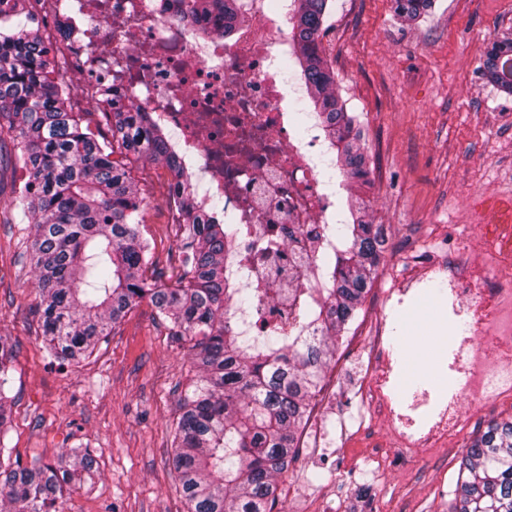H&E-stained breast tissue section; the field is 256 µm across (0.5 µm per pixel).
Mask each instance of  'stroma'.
Instances as JSON below:
<instances>
[{
  "mask_svg": "<svg viewBox=\"0 0 512 512\" xmlns=\"http://www.w3.org/2000/svg\"><path fill=\"white\" fill-rule=\"evenodd\" d=\"M512 37V0H435L408 22L391 0H334L321 51L336 91L363 130L369 174L351 187L384 225L385 257L324 379L333 399L313 405L300 448L280 479L278 512H450L466 446L512 403L467 410L460 434L432 454L390 448L368 401L363 369L389 297L410 274L408 251L446 249L484 233L475 198L512 191V95L483 78L495 40ZM145 199L141 231L155 245L162 283L179 273V242L164 202V163L134 169ZM30 224H0V336L15 350L14 398L5 437L12 461L50 462L74 448L97 457L91 488L68 495L65 512H186L171 465L188 349L148 303L133 308L106 343L77 364L50 361L35 312ZM431 289L413 322L397 321V354L412 380L438 369L448 341Z\"/></svg>",
  "mask_w": 512,
  "mask_h": 512,
  "instance_id": "obj_1",
  "label": "stroma"
}]
</instances>
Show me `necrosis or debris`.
<instances>
[{
  "mask_svg": "<svg viewBox=\"0 0 512 512\" xmlns=\"http://www.w3.org/2000/svg\"><path fill=\"white\" fill-rule=\"evenodd\" d=\"M297 0H247L245 19L187 12L183 0H33L32 12L59 56L85 54L93 71L169 134L179 160L220 199L234 248L230 287L256 289L290 330L291 289L316 287L312 271L324 227L342 223V184L325 180L328 156L319 119L298 127L302 87L282 60ZM230 28L217 39L218 25ZM468 260L431 253L419 266L448 290L442 316L452 328L449 377L457 389L407 390L400 364L384 358L367 374L371 403L393 444L419 455L447 447L464 406L512 400V226L500 236L461 243ZM501 270L499 278L487 274Z\"/></svg>",
  "mask_w": 512,
  "mask_h": 512,
  "instance_id": "1",
  "label": "necrosis or debris"
}]
</instances>
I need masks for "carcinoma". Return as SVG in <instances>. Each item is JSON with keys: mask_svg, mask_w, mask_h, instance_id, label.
Here are the masks:
<instances>
[{"mask_svg": "<svg viewBox=\"0 0 512 512\" xmlns=\"http://www.w3.org/2000/svg\"><path fill=\"white\" fill-rule=\"evenodd\" d=\"M30 0H0V168L25 171L11 186L4 223L33 225L39 327L49 354L68 362L91 355L129 310L146 301L157 319L188 344L195 379L180 399L172 466L187 512H274L277 477L288 471L312 398L348 324L361 309L385 252L382 224L365 220L367 205L348 201L346 224H330L335 242L318 270L319 285L298 293L301 320L288 332L265 315L252 335L235 312L256 310V292L229 288L224 225L200 215L195 181L167 155L165 134L145 123L138 106L109 86L92 90L65 79L67 70L45 44ZM242 0H186L195 14H241ZM416 21L434 0H391ZM332 0H298L291 18L295 50L284 60L306 88L309 111L322 121L335 168L345 181L367 177L357 117L336 95L320 38ZM26 22L11 25L13 17ZM482 74L512 94V37L495 41ZM82 96L106 117L96 136L73 111ZM115 154L126 158L118 163ZM163 162L184 258L177 284L155 276L154 248L140 232L146 208L131 161ZM14 349L0 337V430L14 398L5 393ZM98 468L85 449L35 467L0 465V512H60L65 495ZM454 512H512V417L494 421L467 446Z\"/></svg>", "mask_w": 512, "mask_h": 512, "instance_id": "carcinoma-1", "label": "carcinoma"}]
</instances>
